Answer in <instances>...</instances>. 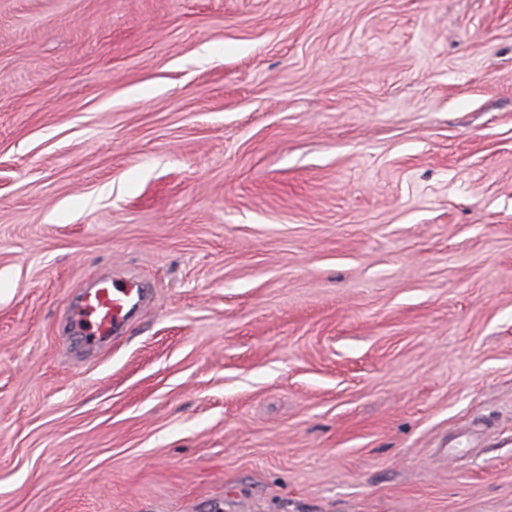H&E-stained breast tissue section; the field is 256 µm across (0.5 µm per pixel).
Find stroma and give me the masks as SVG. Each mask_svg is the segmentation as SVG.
I'll return each mask as SVG.
<instances>
[{"label": "stroma", "instance_id": "obj_1", "mask_svg": "<svg viewBox=\"0 0 512 512\" xmlns=\"http://www.w3.org/2000/svg\"><path fill=\"white\" fill-rule=\"evenodd\" d=\"M0 512H512V0H0ZM148 297L147 288L133 276L112 277L83 290L77 305L69 310L82 349L96 352L104 343L121 337Z\"/></svg>", "mask_w": 512, "mask_h": 512}]
</instances>
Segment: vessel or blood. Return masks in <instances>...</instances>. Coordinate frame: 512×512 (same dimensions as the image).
<instances>
[{
	"label": "vessel or blood",
	"mask_w": 512,
	"mask_h": 512,
	"mask_svg": "<svg viewBox=\"0 0 512 512\" xmlns=\"http://www.w3.org/2000/svg\"><path fill=\"white\" fill-rule=\"evenodd\" d=\"M148 297L147 288L133 276L103 280L83 290L77 305L69 310L83 350L94 352L119 338Z\"/></svg>",
	"instance_id": "obj_1"
}]
</instances>
